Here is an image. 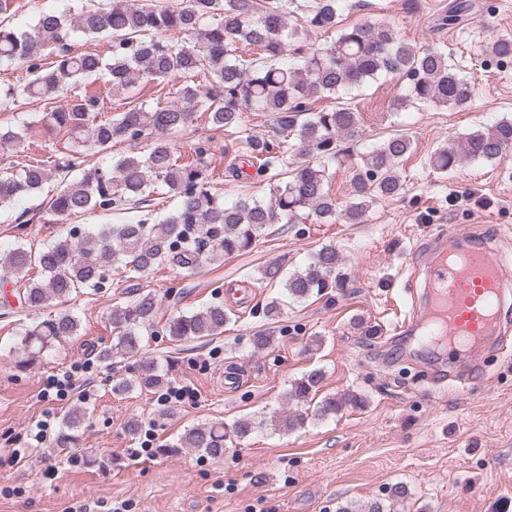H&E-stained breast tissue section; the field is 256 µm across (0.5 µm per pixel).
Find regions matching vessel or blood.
<instances>
[{"mask_svg":"<svg viewBox=\"0 0 512 512\" xmlns=\"http://www.w3.org/2000/svg\"><path fill=\"white\" fill-rule=\"evenodd\" d=\"M491 235L461 229L454 239L437 235L417 246L411 274L423 292L395 327V339L420 348L439 340L463 352L476 367L486 349L503 350L512 326V263L495 256Z\"/></svg>","mask_w":512,"mask_h":512,"instance_id":"b4317fda","label":"vessel or blood"}]
</instances>
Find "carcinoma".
I'll return each instance as SVG.
<instances>
[{"label": "carcinoma", "instance_id": "1", "mask_svg": "<svg viewBox=\"0 0 512 512\" xmlns=\"http://www.w3.org/2000/svg\"><path fill=\"white\" fill-rule=\"evenodd\" d=\"M347 0H181L137 6L131 0H102L77 15L43 13L32 31H19L0 21V63H30L32 78L21 87L0 91V103L32 98L49 105L43 119L71 142L67 159L44 161L28 158L22 128L0 129V141L12 144L17 159L0 168V212L19 199L37 196L52 174L60 185L44 198L41 210L62 230L56 239L33 245L22 238L0 250V272L23 279L33 267L41 278L28 281L24 304L56 310L38 316L19 332L16 366L37 367L45 352L78 335L79 320L66 308L73 294L85 290L98 294L112 285V273L123 270L127 280L142 279L161 265L192 271L206 263L251 249L262 231L272 224H295L304 216L319 222L334 216L349 224L365 222L378 199L393 198L404 190L401 165L412 151L404 132L389 134L360 151L364 133L359 112L342 97L381 78L406 79L402 108L413 105L460 107L472 96L471 82L452 55L437 45L416 50L385 22L343 25ZM472 0H448L437 28L457 27L472 15ZM335 30L329 43L310 41L314 33ZM110 37L108 54L70 48L74 32ZM177 33L186 41H172ZM56 48L49 67L40 64L48 46ZM253 47L257 58L245 61L239 47ZM488 53L500 61L512 60V37H499ZM177 73L184 78L178 101L151 108H132L113 117L103 116L100 97L86 92L65 97L88 78L103 75L108 91H126L133 84L162 83ZM203 77L197 83L195 78ZM338 104L316 109L323 98ZM206 112L216 131L242 127L246 112L273 114L283 140L246 135L242 156L257 173H272L270 201L240 198L232 203L212 190L205 157L209 147L197 143L193 155L180 161L163 138L169 131L189 126L194 114ZM152 139L144 154H130L110 166L96 165L72 178L68 173L84 164L93 150L103 153L117 143L137 144ZM512 149V119L465 134L460 147L437 149L429 166L446 173L465 161H492ZM351 169V192L338 208L328 189L327 171L335 165ZM164 187L176 199L168 215L152 223L129 217L119 224L88 229L72 224L74 216L139 209L155 189ZM343 258L332 244L321 247L306 266L284 277L278 266L260 270V280L281 282L283 291L266 304V314H281L287 301H301L336 287ZM160 302L153 290L138 287L125 301L110 309L112 344L101 349L99 362L133 360L130 371L112 379V392L134 389L161 392L167 384L157 359L147 350L155 335ZM229 316L221 304L170 317L163 328L174 342L200 340L224 333ZM323 374L312 370L291 384L289 397L303 405L315 403L313 415L326 418L342 406H365L355 394L338 400L320 391ZM86 409L71 408L59 448L77 441L86 421ZM262 425L244 416L232 424H197L179 438L184 448L221 459L230 437H249ZM409 498L406 486L396 484L385 497L373 498L360 512H397Z\"/></svg>", "mask_w": 512, "mask_h": 512}]
</instances>
